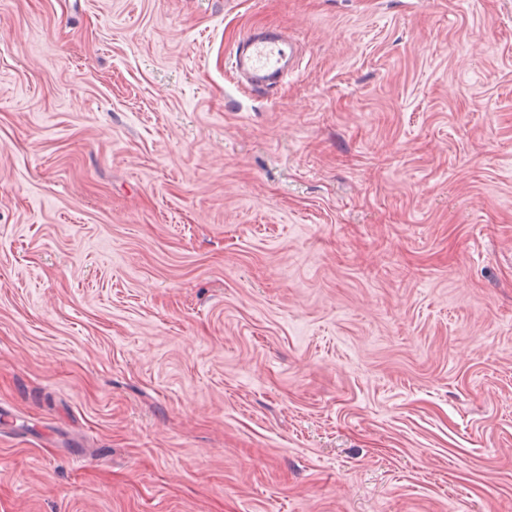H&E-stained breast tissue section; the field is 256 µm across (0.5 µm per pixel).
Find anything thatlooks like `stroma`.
Returning <instances> with one entry per match:
<instances>
[{
    "label": "stroma",
    "mask_w": 512,
    "mask_h": 512,
    "mask_svg": "<svg viewBox=\"0 0 512 512\" xmlns=\"http://www.w3.org/2000/svg\"><path fill=\"white\" fill-rule=\"evenodd\" d=\"M0 512H512V0H0ZM294 57L292 42L282 34L252 32L230 54L234 72L244 75L252 89H267Z\"/></svg>",
    "instance_id": "1"
}]
</instances>
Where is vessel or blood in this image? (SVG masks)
I'll list each match as a JSON object with an SVG mask.
<instances>
[{
  "mask_svg": "<svg viewBox=\"0 0 512 512\" xmlns=\"http://www.w3.org/2000/svg\"><path fill=\"white\" fill-rule=\"evenodd\" d=\"M293 57L290 39L280 34L253 32L238 43L229 62L234 72L247 78L251 88L261 90L272 87Z\"/></svg>",
  "mask_w": 512,
  "mask_h": 512,
  "instance_id": "obj_1",
  "label": "vessel or blood"
}]
</instances>
